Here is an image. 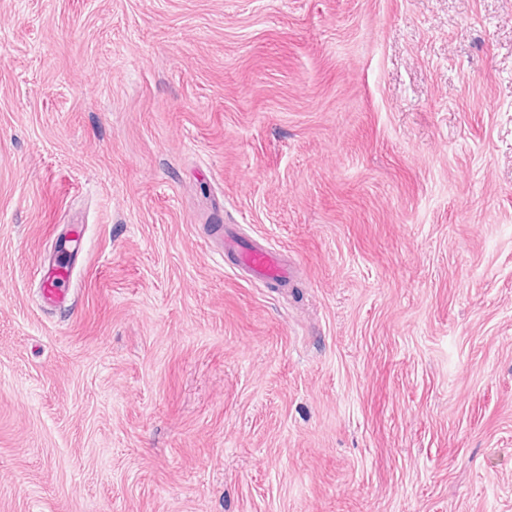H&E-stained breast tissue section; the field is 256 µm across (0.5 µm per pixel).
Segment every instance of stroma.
Listing matches in <instances>:
<instances>
[{
  "label": "stroma",
  "mask_w": 512,
  "mask_h": 512,
  "mask_svg": "<svg viewBox=\"0 0 512 512\" xmlns=\"http://www.w3.org/2000/svg\"><path fill=\"white\" fill-rule=\"evenodd\" d=\"M0 512H512V0H0ZM220 246L222 253L234 255L236 266L245 269L257 280L287 282L296 273V267L289 266L265 245L243 247L231 228H224ZM70 277L67 269L60 273H53L45 276L46 285L43 288V296L46 301L51 303H61L67 299V294L60 288L61 283H65Z\"/></svg>",
  "instance_id": "35a3bbf8"
}]
</instances>
